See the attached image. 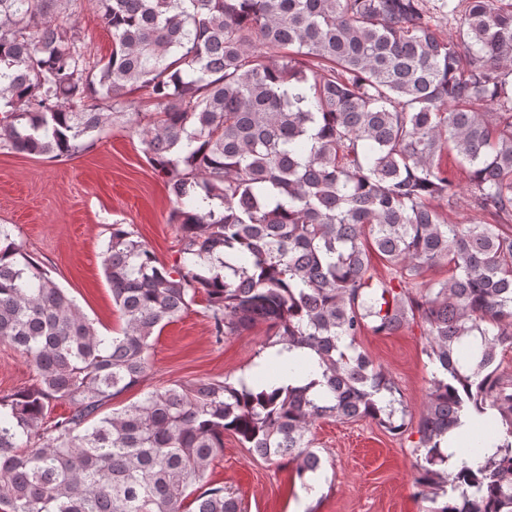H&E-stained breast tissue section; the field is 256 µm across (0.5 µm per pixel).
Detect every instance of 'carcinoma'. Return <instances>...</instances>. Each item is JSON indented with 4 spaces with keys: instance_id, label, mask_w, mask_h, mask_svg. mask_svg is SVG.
Masks as SVG:
<instances>
[{
    "instance_id": "1",
    "label": "carcinoma",
    "mask_w": 512,
    "mask_h": 512,
    "mask_svg": "<svg viewBox=\"0 0 512 512\" xmlns=\"http://www.w3.org/2000/svg\"><path fill=\"white\" fill-rule=\"evenodd\" d=\"M71 2L0 0V147L63 159L129 126L173 197L179 258L112 225L103 266L124 327L104 336L0 224V339L38 373L0 396V512H246L205 481L224 436L305 486L324 419L416 429V486L452 492L427 512H512V375L497 363L512 348V0H91L112 30L96 59L56 23ZM141 88L154 110L122 111ZM447 152L468 174L466 224L444 217ZM440 265L447 279L422 281ZM200 293L216 338L264 323L310 358L104 412ZM418 320L436 372L415 422L356 339ZM297 369L320 378L277 385ZM58 401L71 412L53 418ZM489 411L498 443L448 464L442 438Z\"/></svg>"
}]
</instances>
